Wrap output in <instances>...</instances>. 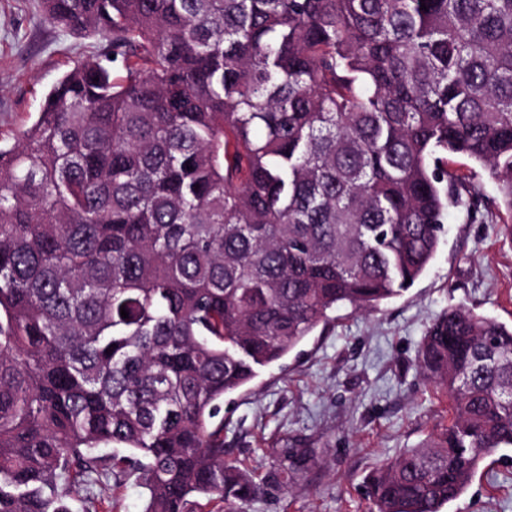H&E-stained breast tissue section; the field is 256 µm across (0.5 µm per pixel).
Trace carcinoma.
<instances>
[{
  "label": "carcinoma",
  "mask_w": 512,
  "mask_h": 512,
  "mask_svg": "<svg viewBox=\"0 0 512 512\" xmlns=\"http://www.w3.org/2000/svg\"><path fill=\"white\" fill-rule=\"evenodd\" d=\"M40 3L112 45L0 147V512H71L103 474L143 512H243L265 488L224 397L412 287L478 205L448 155L512 212V0ZM417 364L449 419L368 512H442L512 448V326L450 306ZM452 166L461 169V171L470 176L471 182L479 189V195L487 201H497L496 185L488 177L483 168L476 162L463 157H449Z\"/></svg>",
  "instance_id": "carcinoma-1"
}]
</instances>
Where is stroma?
<instances>
[{"label": "stroma", "instance_id": "35a3bbf8", "mask_svg": "<svg viewBox=\"0 0 512 512\" xmlns=\"http://www.w3.org/2000/svg\"><path fill=\"white\" fill-rule=\"evenodd\" d=\"M50 25L39 0H0V146L35 119L50 86L85 55L109 49ZM463 304L512 325V215L449 206L435 259L403 296L369 314L340 310L281 364L262 369L224 401L229 460L266 480L245 512H367L364 481L448 417L445 400L416 364L417 344L444 309ZM288 490L273 480L287 461ZM71 512H142L135 480L87 493ZM443 512H512V449L486 459Z\"/></svg>", "mask_w": 512, "mask_h": 512}]
</instances>
